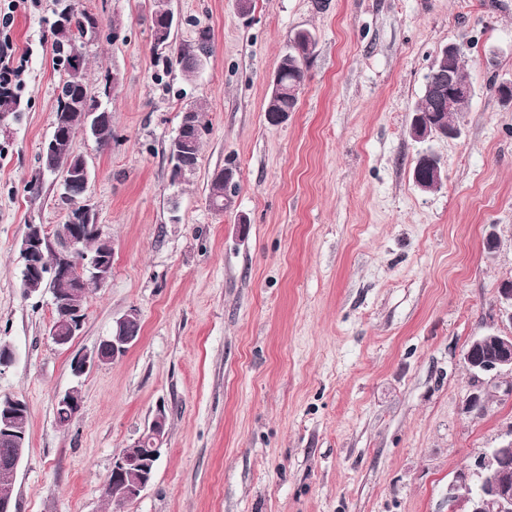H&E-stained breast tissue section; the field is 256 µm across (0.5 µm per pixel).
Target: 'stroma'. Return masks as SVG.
I'll use <instances>...</instances> for the list:
<instances>
[{
    "instance_id": "obj_1",
    "label": "stroma",
    "mask_w": 512,
    "mask_h": 512,
    "mask_svg": "<svg viewBox=\"0 0 512 512\" xmlns=\"http://www.w3.org/2000/svg\"><path fill=\"white\" fill-rule=\"evenodd\" d=\"M68 2L0 0L28 58L20 107L0 119V343L15 352L0 395L29 407L16 512H448L449 485L512 437V373L477 378L461 360L473 336L512 334L498 319L512 279V104L498 93L512 83V0H253L245 17L235 0H169L176 44L211 37L190 81L158 60L150 0H79L121 31L86 45L88 91L120 82L111 144L73 143L113 258L66 351L48 336L51 291L21 286L20 249L27 225L51 237L66 215L54 177L29 183L66 77L49 26ZM301 30L316 52L296 111L273 126L263 104ZM447 44L474 95L460 135L433 141L446 180L423 193L408 129ZM190 104L208 133L175 188L166 148ZM230 157L240 190L218 213L208 185ZM132 309L138 343L75 377L74 353ZM75 386L82 407L63 431L55 397ZM474 393L485 406L466 411ZM160 410L153 480L112 507V456Z\"/></svg>"
}]
</instances>
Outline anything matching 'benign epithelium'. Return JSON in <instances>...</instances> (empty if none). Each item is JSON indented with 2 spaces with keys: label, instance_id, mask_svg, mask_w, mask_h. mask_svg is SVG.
<instances>
[{
  "label": "benign epithelium",
  "instance_id": "1",
  "mask_svg": "<svg viewBox=\"0 0 512 512\" xmlns=\"http://www.w3.org/2000/svg\"><path fill=\"white\" fill-rule=\"evenodd\" d=\"M439 54L443 58L442 75L433 88L441 95L448 94V109L451 110L458 100L472 96V87L459 82L456 78L455 63L460 55V48L455 44H448L439 51ZM206 133L207 130L196 122L193 113H182L180 125L174 136L178 146V164L170 166V178L175 182L185 181L196 173L197 163L192 160L189 147L191 143L204 138ZM61 135L62 132L57 129L53 136L42 144L41 156L48 158L44 173L59 176L62 186L73 185L78 177L84 184H89L90 170L85 159H80L77 175L73 173L71 163L61 165L54 161L56 138ZM421 157L431 162L432 169L427 176L413 173L414 185L422 192H436L441 188L445 178L444 165L441 158L431 150L424 151ZM68 222L70 230L55 246L49 241L42 225H27L21 246V281H27L31 273L40 269L43 251L51 248L57 254V261L50 277L69 281L71 293H81L89 277L101 284L109 280L112 275V260L106 254L87 255L80 260V267H75L74 256L79 251L82 227L95 223L92 208L86 202L80 206L71 205L68 210ZM498 303L502 317L512 324V286H501ZM84 320L83 309L71 306L61 320L50 325L48 335L52 343L61 349H71L81 333ZM131 321L128 313L117 318L109 336L103 338L92 350L75 354L71 361L74 376L79 378L90 369L111 363L135 345L140 335L135 333ZM462 359L467 369L476 376L503 371L512 373V334L503 335L486 331L475 336L465 347ZM81 404V390L77 387L57 395L55 400V406L66 411H77ZM24 409L25 404L19 398L0 395V442L16 448L15 453L0 462V467L13 481L16 480L24 451L23 440L11 429V424L15 422L12 414L16 411L21 413ZM166 426V414L160 409L137 438L133 449L122 448L113 455L112 469L106 482V487L112 491V497L130 503L152 482L160 447L167 434ZM511 458L512 439L499 448L489 449L479 462L476 489L463 501L462 508H457L456 487H448V512H512V469L507 466V461Z\"/></svg>",
  "mask_w": 512,
  "mask_h": 512
}]
</instances>
